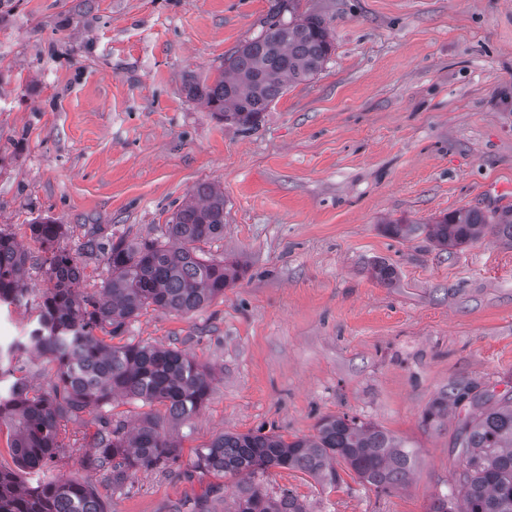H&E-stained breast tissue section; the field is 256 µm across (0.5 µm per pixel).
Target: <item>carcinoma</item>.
<instances>
[{
    "label": "carcinoma",
    "mask_w": 512,
    "mask_h": 512,
    "mask_svg": "<svg viewBox=\"0 0 512 512\" xmlns=\"http://www.w3.org/2000/svg\"><path fill=\"white\" fill-rule=\"evenodd\" d=\"M299 2L275 0L261 33L224 58L213 83L189 84L188 97L205 103L220 119L252 130L289 87L314 79L331 56L333 40L326 20L299 13ZM28 228L43 253L41 268L51 287L35 300V324L25 340L0 344V377L14 376L29 351L46 357L55 371L43 392L30 393L20 378L0 387V424L12 432L17 465L0 470V512H106L90 482L49 474L65 451L61 423L87 409L101 412L96 430L84 436L94 449L85 464L121 493L138 471L170 469L180 449L157 416L148 414L129 430L103 412L115 397L124 396L164 406L174 423L187 421L208 399L212 370L177 347L111 345L94 331L114 339L149 307L189 314L224 295L242 267L207 256L202 248L224 235V193L211 183L199 184L157 238L104 239L88 230L75 256L56 247L64 225L46 218ZM387 231L400 238L422 232L446 251L488 233L512 241V207L490 214L459 209L433 224H389ZM80 256L105 260L107 277L91 294L74 289L82 276ZM30 269V252L15 234L0 230V303H28ZM461 406L468 411L458 420L453 443L463 463L459 486L436 498L429 512H512V393H475L471 385L454 384L433 401L424 422ZM338 464L387 492L408 482L415 457L385 429L330 415L319 422L316 434L291 441L275 433L226 432L197 450L194 469L237 479L232 512H306L293 491L271 490L266 474L289 469L332 485L339 478ZM215 492L217 487L209 486L176 512H210Z\"/></svg>",
    "instance_id": "obj_1"
}]
</instances>
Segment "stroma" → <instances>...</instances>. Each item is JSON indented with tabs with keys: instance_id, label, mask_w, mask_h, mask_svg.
Returning <instances> with one entry per match:
<instances>
[{
	"instance_id": "stroma-1",
	"label": "stroma",
	"mask_w": 512,
	"mask_h": 512,
	"mask_svg": "<svg viewBox=\"0 0 512 512\" xmlns=\"http://www.w3.org/2000/svg\"><path fill=\"white\" fill-rule=\"evenodd\" d=\"M272 0H0V229L153 238L193 188L224 193L208 254L240 279L189 315L147 310L127 342L175 346L214 374L201 410L165 424L178 465L113 493L84 466L94 411L63 423V478L91 479L107 512H171L215 482L194 471L221 433L315 434L348 415L406 441L408 484L384 493L339 468L334 486L270 469L308 512H428L461 466L449 385L512 391V241L447 253L394 223L512 206V0H301L334 50L256 129L190 100L262 30ZM384 262L396 274L371 275Z\"/></svg>"
}]
</instances>
